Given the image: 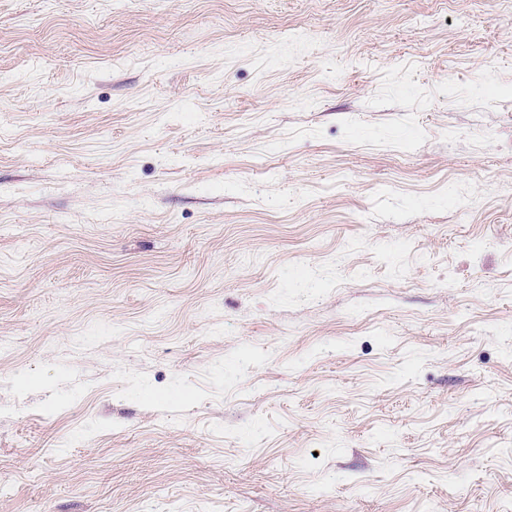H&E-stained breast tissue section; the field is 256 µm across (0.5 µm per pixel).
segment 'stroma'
<instances>
[{"instance_id": "1", "label": "stroma", "mask_w": 512, "mask_h": 512, "mask_svg": "<svg viewBox=\"0 0 512 512\" xmlns=\"http://www.w3.org/2000/svg\"><path fill=\"white\" fill-rule=\"evenodd\" d=\"M0 512H512V0H0Z\"/></svg>"}]
</instances>
